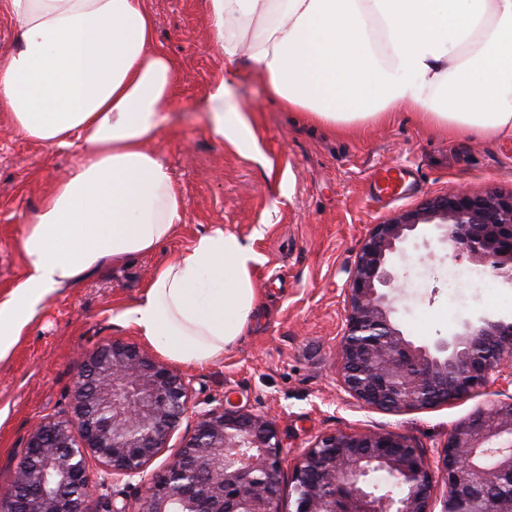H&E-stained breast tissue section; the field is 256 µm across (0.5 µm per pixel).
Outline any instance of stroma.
Here are the masks:
<instances>
[{"mask_svg":"<svg viewBox=\"0 0 512 512\" xmlns=\"http://www.w3.org/2000/svg\"><path fill=\"white\" fill-rule=\"evenodd\" d=\"M158 41L180 63L181 101L169 112L156 143L180 186L184 222L158 249L127 268H113L77 288L49 297L17 343L0 361V484L30 430L44 418H66L78 379L79 354L119 338L134 341L116 316L137 300L152 272L220 224L251 238L264 262L255 278L260 306L222 360L184 367L193 412L230 398L241 408L267 413L279 431L285 458L281 512H294L291 475L301 455L325 433L394 432L420 448L430 468L453 428L495 398L494 389L428 409L369 407L337 381L338 346L347 307L343 288L371 225L424 196L464 184L480 192L512 191V141L448 136L425 126L410 108L389 120L334 132L289 112L268 95L254 71L234 77L229 95L253 111L264 161L248 158L207 129V92L224 72V56L211 40L208 0H148ZM0 111V291L20 278L16 240L42 198L74 163L52 149L8 132ZM277 174L269 176L266 163ZM392 169V197L375 184ZM429 226L418 227L390 259L405 288L395 322L415 344L450 339L464 323L512 317V288L493 282L482 266L457 263L452 279L448 246Z\"/></svg>","mask_w":512,"mask_h":512,"instance_id":"1","label":"stroma"}]
</instances>
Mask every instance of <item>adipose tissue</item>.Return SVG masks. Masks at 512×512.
<instances>
[{
    "label": "adipose tissue",
    "instance_id": "obj_1",
    "mask_svg": "<svg viewBox=\"0 0 512 512\" xmlns=\"http://www.w3.org/2000/svg\"><path fill=\"white\" fill-rule=\"evenodd\" d=\"M224 75L209 129L258 155L228 78L259 72L287 111L326 127L410 107L451 135L512 140V0H209ZM15 42L0 54V110L16 136L74 153L17 240L19 281L0 293V360L43 302L104 267L168 242L184 199L153 148L177 99L179 63L157 40L147 0H0ZM262 256L212 226L153 273L118 321L168 361L203 366L243 336Z\"/></svg>",
    "mask_w": 512,
    "mask_h": 512
}]
</instances>
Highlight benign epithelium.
<instances>
[{
    "instance_id": "benign-epithelium-1",
    "label": "benign epithelium",
    "mask_w": 512,
    "mask_h": 512,
    "mask_svg": "<svg viewBox=\"0 0 512 512\" xmlns=\"http://www.w3.org/2000/svg\"><path fill=\"white\" fill-rule=\"evenodd\" d=\"M430 225L455 260L479 264L512 288V192L458 188L374 224L344 288L338 381L356 400L391 411L449 404L490 386L512 387V321L467 323L434 350L393 321L389 255ZM190 379L136 345L112 339L85 354L70 417L29 432L0 492V512H280L285 460L274 422L224 401L196 412L191 436L153 476L137 508L94 489L90 461L114 484L144 477L188 412ZM441 512H512V394L459 422L440 456ZM384 472L383 494L370 476ZM295 512H434L432 475L419 448L396 433H326L294 467Z\"/></svg>"
}]
</instances>
